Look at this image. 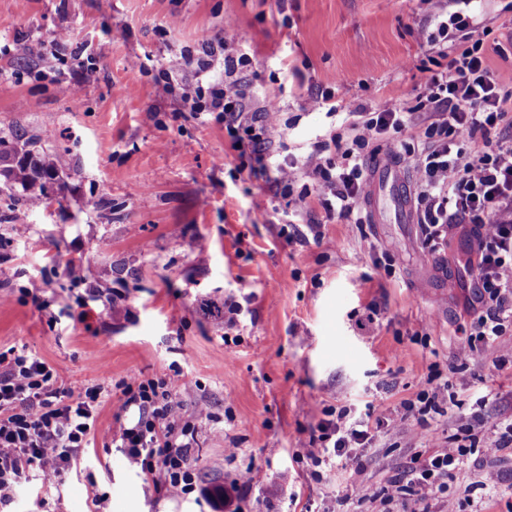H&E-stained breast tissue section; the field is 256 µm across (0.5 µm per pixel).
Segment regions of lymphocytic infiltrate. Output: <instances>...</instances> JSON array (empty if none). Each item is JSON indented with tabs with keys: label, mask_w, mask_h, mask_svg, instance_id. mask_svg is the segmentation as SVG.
Listing matches in <instances>:
<instances>
[{
	"label": "lymphocytic infiltrate",
	"mask_w": 512,
	"mask_h": 512,
	"mask_svg": "<svg viewBox=\"0 0 512 512\" xmlns=\"http://www.w3.org/2000/svg\"><path fill=\"white\" fill-rule=\"evenodd\" d=\"M470 26L469 12L462 10L425 34L426 44L447 57L448 64L426 75L415 95V110L357 104L346 134L315 143L305 163H281L275 180L281 191H290L300 166L312 167L320 178L326 213L346 219L360 210L367 155L384 151L411 165L424 247L440 250L462 226L468 227L473 242L472 288L483 311L472 324L473 339L460 349L464 360L476 357L479 347H491L512 327V137L502 135L503 129H512V86L494 78L482 42L468 33ZM452 28L464 37L451 46L447 40ZM234 42L224 35L207 40L201 55L181 53L165 75L190 112L223 122L232 147L250 143L261 158L279 150L286 127L272 103L247 112L245 82L236 74L237 67L249 65L247 54H240L236 67L217 72ZM192 65L212 74L208 86L180 81V73ZM417 113L425 123L419 137L413 133ZM192 389L191 382L177 377H134L117 385L120 414L134 410L138 418L121 424L115 440L129 461L157 478L170 496L196 487V424L210 413L199 405L187 414L185 397ZM108 394L97 383L73 394L59 371L38 355L15 347L0 352V512L13 503L22 482H53L72 469L96 438L98 410ZM369 437L368 422L342 414L319 422L306 457L331 468L353 460Z\"/></svg>",
	"instance_id": "lymphocytic-infiltrate-1"
}]
</instances>
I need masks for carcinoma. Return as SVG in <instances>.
Segmentation results:
<instances>
[{"instance_id": "1", "label": "carcinoma", "mask_w": 512, "mask_h": 512, "mask_svg": "<svg viewBox=\"0 0 512 512\" xmlns=\"http://www.w3.org/2000/svg\"><path fill=\"white\" fill-rule=\"evenodd\" d=\"M40 139L15 135L9 143L0 138V156L24 153L28 158L11 165L4 183L22 191L29 207L47 203L46 179L58 176L56 156L39 146Z\"/></svg>"}]
</instances>
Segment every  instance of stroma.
I'll list each match as a JSON object with an SVG mask.
<instances>
[{"label": "stroma", "mask_w": 512, "mask_h": 512, "mask_svg": "<svg viewBox=\"0 0 512 512\" xmlns=\"http://www.w3.org/2000/svg\"><path fill=\"white\" fill-rule=\"evenodd\" d=\"M454 0H0V137L41 136L66 175L47 206L0 183V349L27 348L81 391L130 377L194 381L195 491L169 497L100 434L52 485L19 486L14 512H215L209 489H245L242 512H384L368 494L407 482L426 457L468 446L426 512H512V449L493 451L512 418V365L494 352L461 362L471 332L470 244L455 232L423 249L418 224L327 217L290 221L224 125L201 121L153 72L220 34L250 57L247 109L275 100L287 154L343 131L349 105H413L441 57L422 39ZM491 70L512 80V0H473ZM70 36L61 55H19L22 41ZM78 86L80 101L60 92ZM327 98L335 114L310 108ZM319 230H312V222ZM83 269L71 280L69 264ZM446 373L448 414L404 407L431 369ZM372 423L359 466L315 478L305 444L326 410ZM392 422L391 431L376 421ZM438 441L428 445L423 428ZM237 449L228 457L227 449ZM353 486L354 498L338 497Z\"/></svg>", "instance_id": "stroma-1"}]
</instances>
